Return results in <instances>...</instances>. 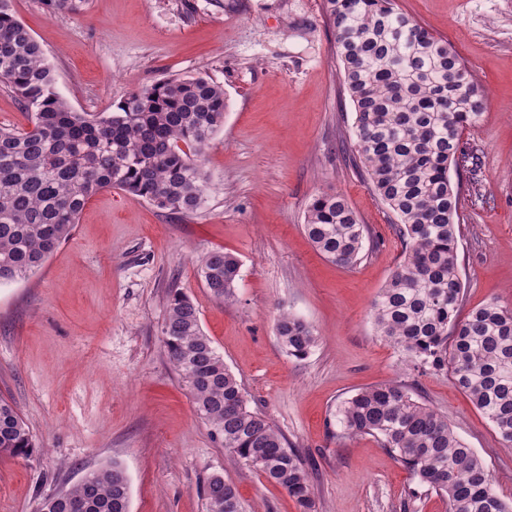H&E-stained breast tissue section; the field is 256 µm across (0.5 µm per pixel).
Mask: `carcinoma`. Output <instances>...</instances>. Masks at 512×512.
Returning <instances> with one entry per match:
<instances>
[{
  "mask_svg": "<svg viewBox=\"0 0 512 512\" xmlns=\"http://www.w3.org/2000/svg\"><path fill=\"white\" fill-rule=\"evenodd\" d=\"M82 0H43L50 13L80 10ZM355 111L354 149L373 191L396 215L403 260L372 306L377 334L417 371L451 373L506 447L512 446V309L495 302L460 316L457 257L459 186L451 167L468 156L463 130L477 123L486 96L451 44L397 9L392 0H323ZM0 81L30 114L25 130L0 127V283L26 277L67 240L88 200L122 190L181 213L204 203L198 162L224 127L222 86L203 76L170 77L136 90L110 112L75 111L58 93L43 51L0 0ZM305 232L340 265L357 261L366 225L341 193L307 207ZM239 259L222 250L198 264L217 299L234 296ZM276 335L288 355L305 357L317 336L283 312ZM170 362L212 435L236 460L260 472L313 512L306 462L258 412L248 408L235 374L206 336L197 305L175 290L163 327ZM337 422L348 437L378 438L420 482L448 499V512H512L484 461L448 425V417L389 382L345 400ZM35 446L17 406L0 398V456L28 457ZM119 464L51 496L47 512H130ZM206 512H244L220 474L203 483Z\"/></svg>",
  "mask_w": 512,
  "mask_h": 512,
  "instance_id": "1",
  "label": "carcinoma"
}]
</instances>
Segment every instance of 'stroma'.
I'll return each mask as SVG.
<instances>
[{
	"label": "stroma",
	"instance_id": "stroma-1",
	"mask_svg": "<svg viewBox=\"0 0 512 512\" xmlns=\"http://www.w3.org/2000/svg\"><path fill=\"white\" fill-rule=\"evenodd\" d=\"M448 40L488 96L462 138L458 265L463 308H512V0H395ZM57 89L79 112L112 111L172 76L223 86L224 127L205 147L209 189L182 214L117 189L88 201L71 237L26 278L0 284V396L35 443L0 456V512H39L46 496L117 462L130 512H205V477L237 489L246 512H300L293 498L226 453L199 418L162 336L171 289L261 413L312 470L315 512H446L378 439L343 436L336 411L361 389L399 381L447 415L512 498V447L451 376L403 367L371 308L404 245L395 215L355 156V114L323 0H84L52 14L13 0ZM345 195L369 238L341 266L305 231L315 195ZM224 250L241 262L234 296L204 288L197 264ZM312 325L301 359L276 334L280 311Z\"/></svg>",
	"mask_w": 512,
	"mask_h": 512
}]
</instances>
